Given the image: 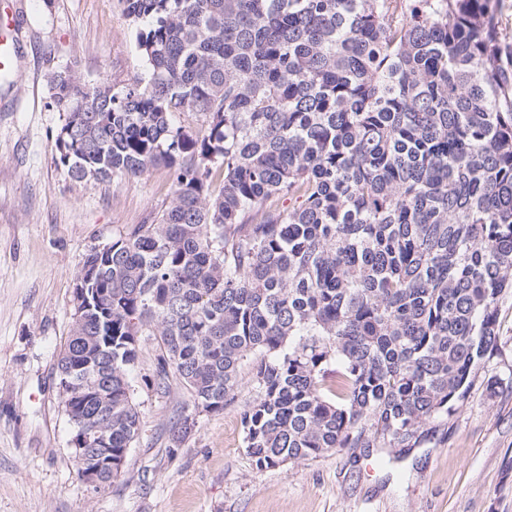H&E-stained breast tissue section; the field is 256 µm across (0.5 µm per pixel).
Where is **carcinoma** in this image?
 <instances>
[{"label": "carcinoma", "instance_id": "cac0c4a2", "mask_svg": "<svg viewBox=\"0 0 512 512\" xmlns=\"http://www.w3.org/2000/svg\"><path fill=\"white\" fill-rule=\"evenodd\" d=\"M121 2L144 71L49 74L56 162L78 182L162 167L171 197L84 259L57 361L71 437L128 454L150 328L196 410L224 411L252 361L258 469L420 447L512 290L505 0Z\"/></svg>", "mask_w": 512, "mask_h": 512}]
</instances>
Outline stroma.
<instances>
[{"instance_id":"obj_1","label":"stroma","mask_w":512,"mask_h":512,"mask_svg":"<svg viewBox=\"0 0 512 512\" xmlns=\"http://www.w3.org/2000/svg\"><path fill=\"white\" fill-rule=\"evenodd\" d=\"M0 21L18 45L11 81L0 80V512H512V291L498 303V349L464 402L420 447L385 455L346 448L256 468L240 426L256 397L247 365L223 412L195 413L172 443L190 398L173 375L158 388V340L139 337L140 434L110 487L78 480L56 369L77 275L90 251L164 207L170 180L157 168L78 183L55 162L63 116L48 73L124 83L143 70L121 0H0Z\"/></svg>"}]
</instances>
